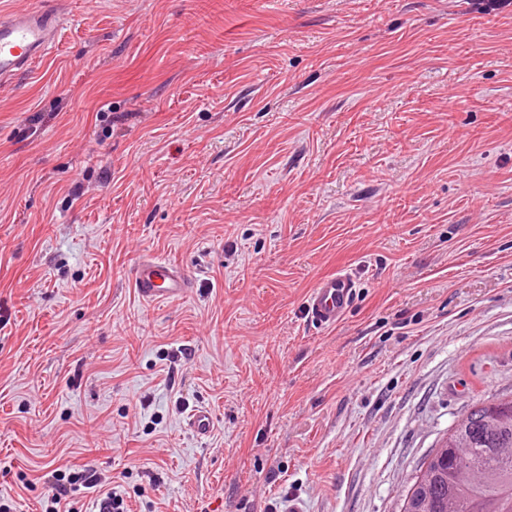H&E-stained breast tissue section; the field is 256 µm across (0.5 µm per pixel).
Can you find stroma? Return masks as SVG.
<instances>
[{
  "label": "stroma",
  "mask_w": 512,
  "mask_h": 512,
  "mask_svg": "<svg viewBox=\"0 0 512 512\" xmlns=\"http://www.w3.org/2000/svg\"><path fill=\"white\" fill-rule=\"evenodd\" d=\"M60 9L0 83V499L44 512L59 470L78 512L90 474L132 512H399L512 395V0ZM149 256L193 292L144 301ZM356 288V277L347 269L320 278L304 302L310 322L324 328L336 327L345 317ZM188 429L198 438L209 434L212 425V414L206 407H195L187 416Z\"/></svg>",
  "instance_id": "stroma-1"
}]
</instances>
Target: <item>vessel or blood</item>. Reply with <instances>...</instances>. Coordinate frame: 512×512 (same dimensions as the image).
Instances as JSON below:
<instances>
[{"instance_id": "obj_1", "label": "vessel or blood", "mask_w": 512, "mask_h": 512, "mask_svg": "<svg viewBox=\"0 0 512 512\" xmlns=\"http://www.w3.org/2000/svg\"><path fill=\"white\" fill-rule=\"evenodd\" d=\"M64 21L48 0L24 12L0 13V81L15 80L45 57L57 42ZM134 286L147 301L172 300L187 296L193 281L176 265L159 257L138 262ZM353 272L341 269L320 278L305 298V310L311 323L333 328L345 317L356 292ZM212 414L199 406L187 416V427L197 437L209 434Z\"/></svg>"}]
</instances>
